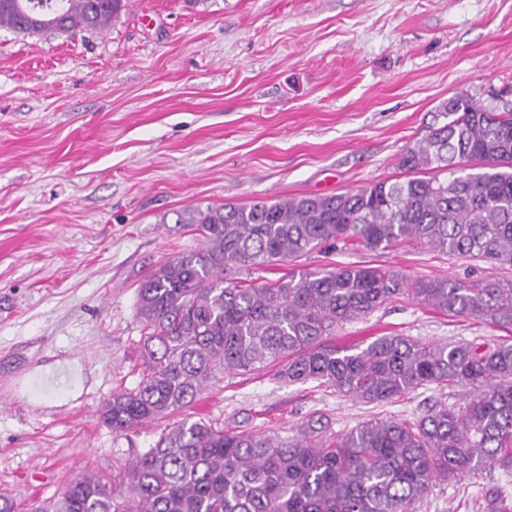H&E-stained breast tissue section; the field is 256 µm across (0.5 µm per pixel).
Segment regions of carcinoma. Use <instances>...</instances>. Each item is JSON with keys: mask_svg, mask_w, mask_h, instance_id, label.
<instances>
[{"mask_svg": "<svg viewBox=\"0 0 512 512\" xmlns=\"http://www.w3.org/2000/svg\"><path fill=\"white\" fill-rule=\"evenodd\" d=\"M129 0H0V27L22 35L103 31ZM398 165L432 177L383 181L338 195L198 206L203 248L174 255L141 283L138 381L104 402L115 433L193 404L215 372L277 368L343 397L388 402L418 388H465L415 420L375 419L345 433L310 420L280 440L187 419L120 467L126 492L94 471L31 512H415L433 483L485 465L512 471V340L428 343L380 336L357 351L327 342L336 329L403 298L512 331V282L410 279L394 268L303 270L242 279L341 242L370 251L419 243L512 265V107L461 93L431 113ZM480 512H512L496 487Z\"/></svg>", "mask_w": 512, "mask_h": 512, "instance_id": "1", "label": "carcinoma"}]
</instances>
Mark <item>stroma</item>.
<instances>
[{
	"instance_id": "1",
	"label": "stroma",
	"mask_w": 512,
	"mask_h": 512,
	"mask_svg": "<svg viewBox=\"0 0 512 512\" xmlns=\"http://www.w3.org/2000/svg\"><path fill=\"white\" fill-rule=\"evenodd\" d=\"M512 100V0H130L104 31L0 27V492L28 512L78 474L153 447L164 426L112 432L100 409L134 387L138 289L199 249L196 206L339 194L405 179L400 155L448 98ZM382 266L411 278L512 280V266L420 244L337 246L268 268ZM399 334L504 337L414 300L338 329L337 348ZM62 377L53 395L32 385ZM462 391L387 403L287 384L267 368L216 373L185 418L292 438L314 415L347 432L413 419ZM495 467L436 482L418 512H476Z\"/></svg>"
}]
</instances>
